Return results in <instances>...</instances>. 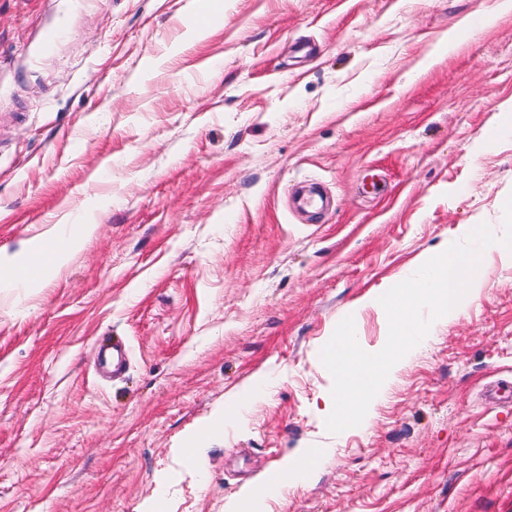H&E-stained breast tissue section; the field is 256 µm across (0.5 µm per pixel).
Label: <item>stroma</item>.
<instances>
[{
	"label": "stroma",
	"instance_id": "stroma-1",
	"mask_svg": "<svg viewBox=\"0 0 512 512\" xmlns=\"http://www.w3.org/2000/svg\"><path fill=\"white\" fill-rule=\"evenodd\" d=\"M511 196L501 0H0V259L96 227L0 287V512H512V262L364 424L320 360ZM95 229V225L80 224L73 232L64 238L66 240V246L55 252L53 265L57 266L65 262L75 247L78 246L83 239L90 237ZM127 352L126 344L121 338L112 344L101 345L98 348L100 359L103 365L112 372V376L124 371Z\"/></svg>",
	"mask_w": 512,
	"mask_h": 512
}]
</instances>
